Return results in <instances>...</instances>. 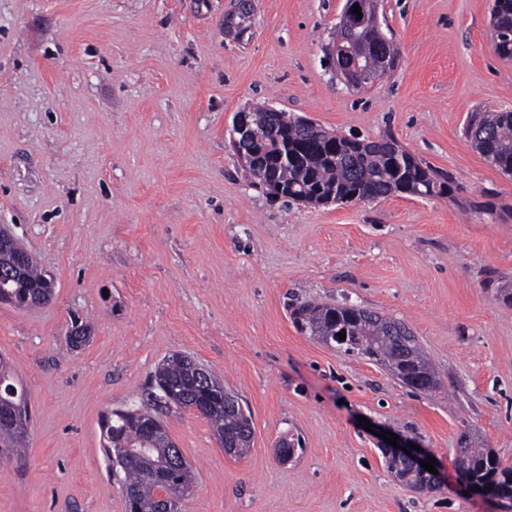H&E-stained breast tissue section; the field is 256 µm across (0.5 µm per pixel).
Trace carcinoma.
<instances>
[{"instance_id":"cac0c4a2","label":"carcinoma","mask_w":512,"mask_h":512,"mask_svg":"<svg viewBox=\"0 0 512 512\" xmlns=\"http://www.w3.org/2000/svg\"><path fill=\"white\" fill-rule=\"evenodd\" d=\"M493 34L497 36L496 53L512 61V0H493L491 14ZM340 44L353 48L363 65L374 62L364 48L377 47L382 54L397 60L399 51L379 38L378 24L367 17L352 32L336 28ZM254 127L264 132V138L249 145L253 153H260L272 163L276 186L281 197L296 202L327 204L329 202L375 200L396 193L419 194L422 197L450 195L454 180L422 162L390 135L374 140L354 137L350 140L313 123L302 125L299 117L284 112L270 113L263 108L250 111ZM471 146L491 165L512 175V112H474L465 129ZM23 275L29 287L19 288L12 281H3L0 293L31 296L34 301L49 303L34 294L32 285L46 275L38 272L35 262L29 261ZM299 331L315 336L327 346L336 345L347 354L366 357L388 370L396 369L397 379L420 393H431L440 386V378L421 349L418 339L402 321L384 316L364 307L347 304L307 302L293 311ZM347 332L346 338L339 334ZM211 384H204L193 360L181 353L165 357L153 375L154 391L147 403L155 407L171 405L189 410L200 405L199 414L209 420L213 432L224 447L238 456H244L252 437V419L242 411L224 403L218 390H210L221 380L208 372ZM5 384L16 389L15 401L28 403V393L15 379L9 366L0 370ZM3 417L15 416L10 423L4 452L22 456V447L28 433V408L13 414L9 404L0 408ZM159 420L145 409L111 410L101 422L104 452L109 461L122 453L132 457L122 468V489L128 512L154 508L153 487L144 480L148 470L156 473L157 481L171 495L183 499L194 488V472L188 464L173 465L171 449L149 447L145 436L146 424ZM389 467L400 481L417 491L434 489L428 478L403 464L389 460ZM456 467L461 478L470 486L494 488L496 498L512 503V465H506L490 449L473 448L466 443L457 451Z\"/></svg>"}]
</instances>
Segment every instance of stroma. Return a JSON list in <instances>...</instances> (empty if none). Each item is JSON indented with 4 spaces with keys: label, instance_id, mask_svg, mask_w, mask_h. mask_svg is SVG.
Instances as JSON below:
<instances>
[{
    "label": "stroma",
    "instance_id": "obj_1",
    "mask_svg": "<svg viewBox=\"0 0 512 512\" xmlns=\"http://www.w3.org/2000/svg\"><path fill=\"white\" fill-rule=\"evenodd\" d=\"M236 4L0 0V226L55 284L44 306L0 303L31 416L25 464L0 460V512H126L100 419L140 406L176 352L253 428L238 458L203 416L160 410L195 472L178 512H511L455 469L465 435L512 465V304L487 285L512 289V176L464 136L471 113L512 111L492 0H379L400 59L359 89L324 63L345 0H251L228 34ZM261 106L393 134L454 192L274 197L230 143L236 112ZM311 300L402 319L442 388L411 391L297 331L291 310ZM77 320L90 339L72 349ZM379 431L416 438L443 484L399 482ZM284 438L298 446L283 462Z\"/></svg>",
    "mask_w": 512,
    "mask_h": 512
}]
</instances>
